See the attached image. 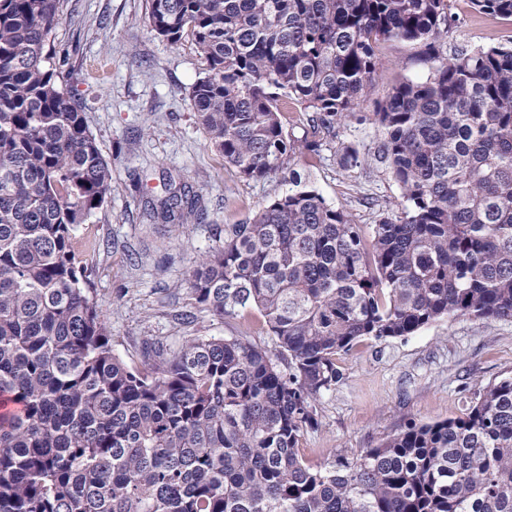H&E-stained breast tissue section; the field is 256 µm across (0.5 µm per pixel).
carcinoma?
<instances>
[{"label":"carcinoma","instance_id":"cac0c4a2","mask_svg":"<svg viewBox=\"0 0 512 512\" xmlns=\"http://www.w3.org/2000/svg\"><path fill=\"white\" fill-rule=\"evenodd\" d=\"M512 18V0H472ZM64 0H0V512H512V377L465 412L411 424L320 466L299 454L336 356L443 318L512 319V42L437 46L448 0H148L146 23L190 38L210 145L288 189L191 261L188 293L224 320L258 311L274 349L193 336L113 352L73 238L112 170L63 86L51 36ZM422 44L430 73L377 103L374 148L401 216L366 239L291 169L355 116L383 42ZM312 137L293 138L288 106ZM201 197L154 210L186 224Z\"/></svg>","mask_w":512,"mask_h":512}]
</instances>
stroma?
<instances>
[{"label":"stroma","mask_w":512,"mask_h":512,"mask_svg":"<svg viewBox=\"0 0 512 512\" xmlns=\"http://www.w3.org/2000/svg\"><path fill=\"white\" fill-rule=\"evenodd\" d=\"M146 5L65 0L53 33L68 55L66 88L112 166L111 195L75 233L76 260L90 275L113 353L133 369L144 367L151 341L175 346L189 336L244 334L271 346L259 312L215 319L191 299L186 274L193 257L223 244L225 225L246 222L286 188L278 174L242 177L210 147L190 97L205 63L191 40L172 45L154 36ZM450 11L458 24L447 46L512 40L511 19L479 13L471 0H450ZM428 73L420 46L384 43L360 119L337 128L332 141L296 165L303 180L328 203L345 206L363 230L382 212L402 211L398 185L367 156L381 137L370 119L374 104L399 77L422 80ZM348 148L359 154L352 167L341 163ZM183 185L201 195V218L177 227L154 222L149 205ZM337 363L345 379L323 395L318 425L300 442L312 464L377 447L411 421L460 415L474 394L512 376V320L443 319L405 338L362 340Z\"/></svg>","instance_id":"obj_1"}]
</instances>
